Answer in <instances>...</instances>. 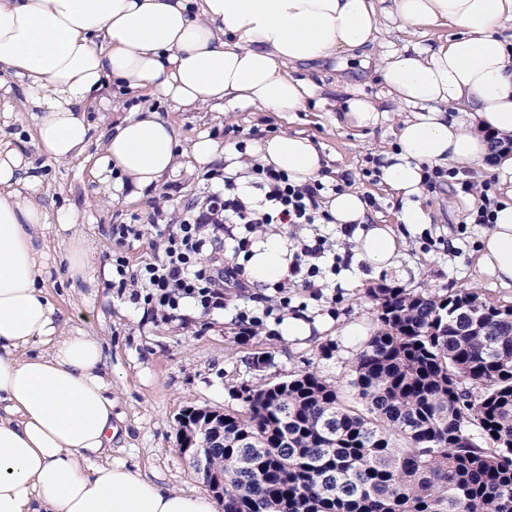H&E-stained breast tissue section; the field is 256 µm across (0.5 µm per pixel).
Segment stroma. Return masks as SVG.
Segmentation results:
<instances>
[{
  "label": "stroma",
  "instance_id": "35a3bbf8",
  "mask_svg": "<svg viewBox=\"0 0 512 512\" xmlns=\"http://www.w3.org/2000/svg\"><path fill=\"white\" fill-rule=\"evenodd\" d=\"M324 96L325 103L291 118L253 108L225 112L205 107L185 112L157 103V110L168 113L178 130L182 167L178 175L166 177L157 192L133 200L114 202L87 192L90 168L102 152L101 139L92 138L83 156L55 162L40 154L26 123H18L14 131L19 146L42 167L45 205L77 213L76 229L98 261L109 262L122 255L136 266L157 255L152 237L120 246L112 239L111 227L146 221L157 205L176 215L196 199L204 170L194 165L189 149L202 133L227 145L241 140L251 143L280 132L309 137L330 169L339 171L343 187L365 195L378 223H394L396 201L381 186L376 170L380 153L393 147L389 126L355 129L336 125L338 96L331 89ZM468 180L472 185L468 194L454 179L424 189L422 203L431 221L406 234L401 257L406 275L396 285L440 295L466 288L512 303V288L493 285L477 266L478 247L489 227L474 223L472 212L479 202L478 192L493 177L481 168L470 172ZM67 247L63 240L49 244L46 293L71 324L99 339L108 356L114 411L121 414L125 429L112 443V456L140 467L167 487L209 491L177 449L178 418L185 409L239 408L235 391L241 384L278 380L294 372L314 370L331 381L348 379L363 339L343 337L340 330L351 322L376 323L374 305L365 294L373 282L362 263L338 267L332 277L334 285L325 289L322 299H311L301 288L290 290V313L327 317L329 327L323 333L289 341L276 333L271 320L257 337L237 344L233 341L238 333L235 314L252 307L246 295L231 294L227 309L218 314L197 310L163 322L147 305L120 300L111 288L92 292L73 287L63 258ZM326 344L332 352L324 357L320 348ZM257 350L269 355L265 368L251 363L250 355Z\"/></svg>",
  "mask_w": 512,
  "mask_h": 512
}]
</instances>
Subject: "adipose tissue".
Returning <instances> with one entry per match:
<instances>
[{
    "instance_id": "obj_1",
    "label": "adipose tissue",
    "mask_w": 512,
    "mask_h": 512,
    "mask_svg": "<svg viewBox=\"0 0 512 512\" xmlns=\"http://www.w3.org/2000/svg\"><path fill=\"white\" fill-rule=\"evenodd\" d=\"M385 20L455 33L434 45H387L374 67L376 95L340 86L342 122L371 128L405 111L379 165L400 225L429 221L424 168L489 169L498 202L477 262L512 288V0H0V73L19 78L38 146L61 162L83 153L91 132L83 107L109 81L177 109L303 112L326 85L296 76L297 65L374 44ZM101 138L91 178L110 199L142 197L180 170L178 131L159 112L116 119ZM248 152L299 184L322 176L320 152L301 135L276 134ZM42 182L39 166L0 139V512H220L211 497L113 460L119 427L105 350L84 329H64L43 288V242L77 217L17 191ZM322 206L336 226L355 225L354 261L372 276L402 277L404 236L375 223L362 193H331ZM290 261L285 237L264 236L245 276L261 289L286 277ZM68 262L89 287L112 277L80 238Z\"/></svg>"
}]
</instances>
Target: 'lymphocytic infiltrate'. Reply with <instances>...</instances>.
I'll return each mask as SVG.
<instances>
[{"instance_id":"lymphocytic-infiltrate-1","label":"lymphocytic infiltrate","mask_w":512,"mask_h":512,"mask_svg":"<svg viewBox=\"0 0 512 512\" xmlns=\"http://www.w3.org/2000/svg\"><path fill=\"white\" fill-rule=\"evenodd\" d=\"M250 176L258 200L239 193L235 178L213 169L204 179L221 181V190L202 191L183 216L171 217L157 207L147 224L112 225L118 244L141 239L149 230L162 242L160 254L145 264L133 267L125 257L116 258L111 286L117 296L150 306L164 322L188 302L207 314L224 310L228 290L248 286L242 258L249 255L255 235L273 224L332 223L331 214L321 206L326 190L322 182L297 184L287 173L259 164L251 167ZM329 250L327 237L318 232L298 240L287 278L278 281L272 293L253 296L264 305L262 315L237 313L240 335H255L275 307H287L288 290L295 285L321 297V262Z\"/></svg>"}]
</instances>
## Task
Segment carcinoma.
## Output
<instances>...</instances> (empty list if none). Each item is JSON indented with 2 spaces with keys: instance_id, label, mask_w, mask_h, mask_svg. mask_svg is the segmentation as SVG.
I'll return each mask as SVG.
<instances>
[{
  "instance_id": "carcinoma-1",
  "label": "carcinoma",
  "mask_w": 512,
  "mask_h": 512,
  "mask_svg": "<svg viewBox=\"0 0 512 512\" xmlns=\"http://www.w3.org/2000/svg\"><path fill=\"white\" fill-rule=\"evenodd\" d=\"M379 327L345 397L314 371L224 410V512H512V303L366 289Z\"/></svg>"
}]
</instances>
